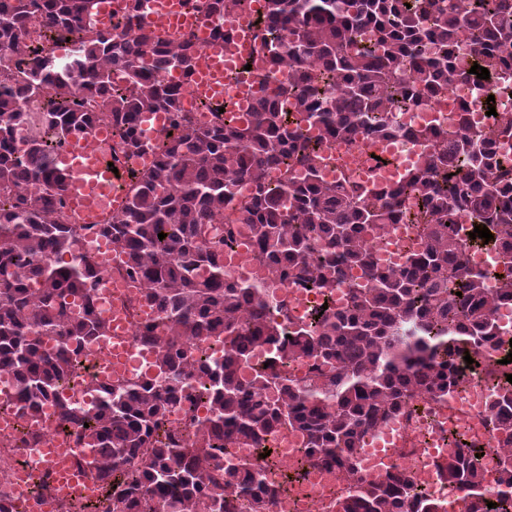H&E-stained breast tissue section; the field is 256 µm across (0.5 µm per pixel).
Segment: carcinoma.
I'll list each match as a JSON object with an SVG mask.
<instances>
[{
	"label": "carcinoma",
	"instance_id": "obj_1",
	"mask_svg": "<svg viewBox=\"0 0 512 512\" xmlns=\"http://www.w3.org/2000/svg\"><path fill=\"white\" fill-rule=\"evenodd\" d=\"M197 8L220 22L214 36L222 38L224 24L250 13L252 0H205ZM139 9L140 0H126L103 32L89 23L96 0H0V370L16 386L7 403L34 416L43 401L57 400L62 427L98 449L104 497L75 504L74 512H275L285 484L224 466V451H262L282 427L306 437L295 475L334 467L349 482L335 512H442L405 468L357 476L354 450L415 396L448 394L465 354L477 363L497 342L494 311L512 302V284L485 286L462 259L456 224L465 214L487 227L512 260V173L496 168L491 138L424 129L416 133L426 148L419 170L372 201L321 180L316 146L295 122H314L324 141L362 132L388 138L396 133L393 106L425 104L472 81L476 64L491 84L512 80V0H266L255 21L260 46L272 67L288 65V86L262 95L244 125L210 107L214 120L205 128L183 112V86L164 81L172 69H192L197 44L191 36L160 37ZM464 36L472 57L456 53ZM65 43L72 49L59 58ZM113 67L125 86L113 84ZM283 95L295 97L298 117L279 110ZM160 111L171 114L172 135L162 136L149 169L126 170L124 208L95 230L124 249L126 274L149 283L144 297L158 304L171 335H156L153 324L136 331L157 354L155 379L100 382L90 405L71 404L59 389L83 367L80 350L104 333L93 303L101 275L77 252L78 228L62 202L72 178L54 154L60 137L89 133L101 121L112 123L119 152L133 154L143 147L140 118ZM33 126L31 136H20ZM274 164L299 166L305 176L270 188L265 172ZM240 181L255 193L220 224ZM409 193L418 200L409 221L423 246L402 270L383 271L367 237L399 222ZM237 224L248 225L271 286L308 285L328 295L348 267L370 286L354 291L344 309L321 308L291 329L271 319L263 287L226 271L224 249ZM46 336L57 340L56 352L43 350ZM209 341L224 343V362L194 355ZM267 344L277 347L273 360L244 385L241 369ZM300 358L335 369L309 383L277 373ZM482 372L492 423L512 448V362L489 360ZM199 400L208 415L194 438L163 431L167 413L189 412ZM451 444L437 475L461 493L467 512H512V452L501 458L490 496L482 450L458 438Z\"/></svg>",
	"mask_w": 512,
	"mask_h": 512
}]
</instances>
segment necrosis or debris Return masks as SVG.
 I'll return each instance as SVG.
<instances>
[{
  "label": "necrosis or debris",
  "mask_w": 512,
  "mask_h": 512,
  "mask_svg": "<svg viewBox=\"0 0 512 512\" xmlns=\"http://www.w3.org/2000/svg\"><path fill=\"white\" fill-rule=\"evenodd\" d=\"M489 97L488 86L483 82H471L453 87L446 95L432 99L424 108H393L390 118L400 129L397 138L389 140L387 146L392 158L415 169L419 162L422 146L415 142L413 131L432 127L440 131L454 132L458 129L460 106L465 102L476 103L477 109L471 114L475 127L494 134L497 127L496 114L512 113V84L494 97L495 115H487L484 103ZM366 135H358L350 142H329L321 144L319 151V172L324 181L347 182L375 193L381 186L374 179L363 177L359 172L336 164L340 154L352 155L358 152ZM414 242V227L407 223L386 224L379 227L370 238V248L376 264L385 270H395L402 265ZM464 257L474 269L484 272L487 285L501 287L512 281V264L504 263L495 244L467 242ZM126 257L120 251H113L112 264L103 269L102 276L112 282L126 286L124 306L131 335L124 342L129 350V365L124 369L122 380H146L157 374L155 362L140 357L141 345L134 330L144 324L157 323L156 315L144 314L141 310L143 281L126 275ZM368 282L360 271L347 270L344 282L331 294L323 296L318 290H299L288 285L268 291L272 307L290 314L294 325H304L310 313L321 303L331 302L333 308H344L353 290L367 287ZM113 345L111 337H98L93 348L82 354L84 370L74 373L66 380L60 393L63 398L77 405H86L96 396L95 385L106 369L109 351ZM491 392L480 370H465L461 383L451 389L448 395L425 394L414 400L412 406L402 409L386 423L391 430L419 434L447 444L450 435L465 437L481 444L484 450L483 474L487 491H494L499 478V460L503 453L500 437L494 431L488 415ZM40 415L43 425L39 432H32L28 421H15L11 428L0 429V499L13 503L18 512H32L34 504L47 503L49 512H67L70 499L57 496L54 490L45 486L46 462L42 451L44 442L61 436L70 441L74 457L81 474H88V463L96 459L94 449L76 433L62 431L58 425V409L55 402H45ZM307 498H310L313 512H334L333 503L347 489L346 481L332 468H312L300 481Z\"/></svg>",
  "instance_id": "obj_1"
}]
</instances>
